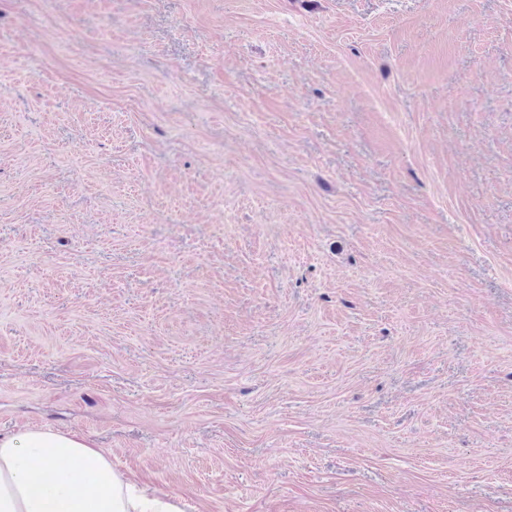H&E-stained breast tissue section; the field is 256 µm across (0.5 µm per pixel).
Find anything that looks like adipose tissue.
I'll list each match as a JSON object with an SVG mask.
<instances>
[{"instance_id":"1","label":"adipose tissue","mask_w":512,"mask_h":512,"mask_svg":"<svg viewBox=\"0 0 512 512\" xmlns=\"http://www.w3.org/2000/svg\"><path fill=\"white\" fill-rule=\"evenodd\" d=\"M0 512H180L165 494L132 488L85 438L50 428L0 436Z\"/></svg>"}]
</instances>
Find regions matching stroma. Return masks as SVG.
I'll return each instance as SVG.
<instances>
[{"label":"stroma","mask_w":512,"mask_h":512,"mask_svg":"<svg viewBox=\"0 0 512 512\" xmlns=\"http://www.w3.org/2000/svg\"><path fill=\"white\" fill-rule=\"evenodd\" d=\"M185 512H512V0H0V435Z\"/></svg>","instance_id":"stroma-1"}]
</instances>
